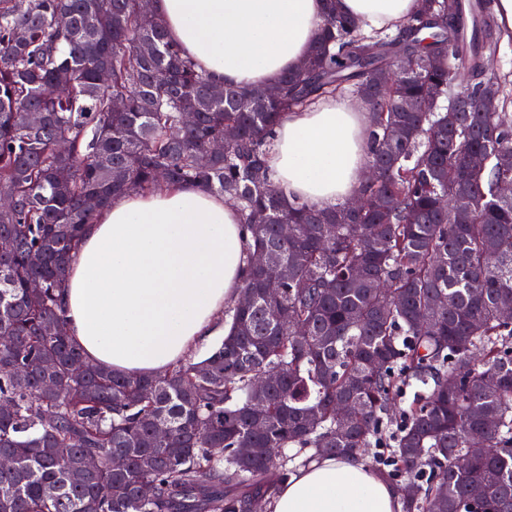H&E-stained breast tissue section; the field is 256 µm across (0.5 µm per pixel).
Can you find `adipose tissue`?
Wrapping results in <instances>:
<instances>
[{
	"mask_svg": "<svg viewBox=\"0 0 512 512\" xmlns=\"http://www.w3.org/2000/svg\"><path fill=\"white\" fill-rule=\"evenodd\" d=\"M366 29L399 31L415 0H339ZM169 39L219 85L275 86L300 66L324 0H155ZM369 115L340 95L290 112L268 167L287 202L320 207L360 195ZM247 239L237 205L193 184L125 194L86 225L62 295L66 333L89 364L153 376L224 333L239 297ZM389 482L357 457L291 476L273 512H397Z\"/></svg>",
	"mask_w": 512,
	"mask_h": 512,
	"instance_id": "adipose-tissue-1",
	"label": "adipose tissue"
}]
</instances>
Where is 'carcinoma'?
Returning a JSON list of instances; mask_svg holds the SVG:
<instances>
[{
  "label": "carcinoma",
  "mask_w": 512,
  "mask_h": 512,
  "mask_svg": "<svg viewBox=\"0 0 512 512\" xmlns=\"http://www.w3.org/2000/svg\"><path fill=\"white\" fill-rule=\"evenodd\" d=\"M463 3L416 0L389 36L325 0L303 68L273 98L214 96L153 0H0V512H249L297 469L368 448L385 449L400 512H512V321L499 315L512 298V198L496 194L512 180V114L479 106L503 98L487 67L500 2ZM400 47L413 67L394 75ZM347 87L371 111L366 208L285 203L266 165L274 127ZM431 93L448 105L416 111ZM227 126L238 136L198 165ZM474 152L479 169L466 164ZM160 182L239 205L252 238L240 293L253 301L226 311L223 340L200 360L76 375L82 354L48 327L63 323L81 232L114 196ZM259 252L290 271L275 299ZM270 369L281 378L258 400ZM339 401L352 406L342 420Z\"/></svg>",
  "instance_id": "1"
}]
</instances>
